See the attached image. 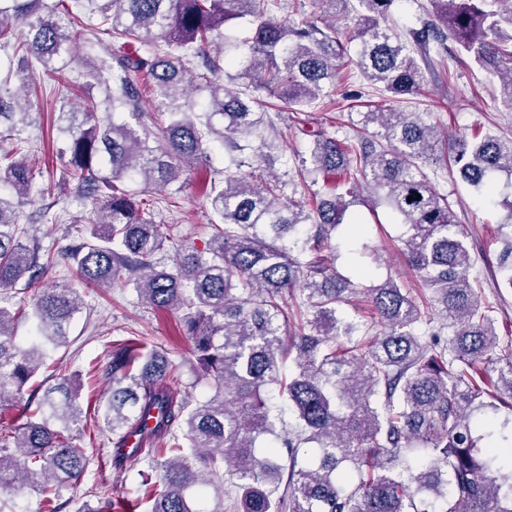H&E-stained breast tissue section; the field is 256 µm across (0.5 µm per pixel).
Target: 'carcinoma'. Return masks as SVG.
I'll return each instance as SVG.
<instances>
[{"label": "carcinoma", "instance_id": "obj_1", "mask_svg": "<svg viewBox=\"0 0 512 512\" xmlns=\"http://www.w3.org/2000/svg\"><path fill=\"white\" fill-rule=\"evenodd\" d=\"M331 23L309 17L282 22L276 9L301 11L297 0H102L90 36L100 55L79 78L66 75L70 32L52 15H75L84 0H0V48L14 63L0 80V290L35 289L30 302L0 298V406L29 388L25 422L0 421V491L34 481L64 512L59 487L80 481L89 463L76 444L82 388L62 376H36L52 348L68 342L82 302L71 285L41 283L63 260L77 285L131 288L151 307L182 312L184 336L209 380L205 398L178 397L167 349L132 336L112 349V386L97 416L117 438L156 413L144 456L161 470L162 489L146 512H512V441L478 446L476 414L512 410V343L499 347L495 307L470 276L471 256L448 197L426 166L455 165L461 178L492 200L495 176L512 175V140L491 135L439 137L420 112L382 104L360 113L357 137L320 127L306 132L298 156L301 181H323L309 205L296 193L274 104L295 111L335 103L340 71L356 68L369 85L394 98L420 94L421 65L433 66L453 42L498 80L512 111V0H430L433 19L411 27L407 41L388 18L395 0H357L359 27L338 24L351 0H318ZM253 25L243 60L223 46L221 28ZM111 38L104 43L100 35ZM357 40L356 57L347 43ZM52 74L67 99L82 107L58 115L67 156L64 189L90 206L76 241L53 253L30 233L27 219L51 221L53 205L25 216L33 174L28 96L36 67ZM147 80L157 112L140 109L136 81ZM112 88L103 120L91 86ZM190 89L207 93L200 109L175 105ZM233 154L224 177L207 191L212 234L205 246L176 244L171 224L125 187L179 182L211 160L214 142ZM243 167L257 169L252 180ZM408 227L405 258L423 286L419 296L388 279L377 285L339 274L324 252L357 196L359 181ZM414 200L407 201L408 197ZM175 246L172 265L163 255ZM512 288V244L499 257ZM297 301L290 323L287 298ZM367 303L384 326L380 336L338 314ZM441 320L432 321L433 312ZM33 334L16 339L19 320ZM293 370L281 372L285 362ZM278 392L295 427L277 428L267 402ZM91 512H125L112 490L97 491Z\"/></svg>", "mask_w": 512, "mask_h": 512}]
</instances>
